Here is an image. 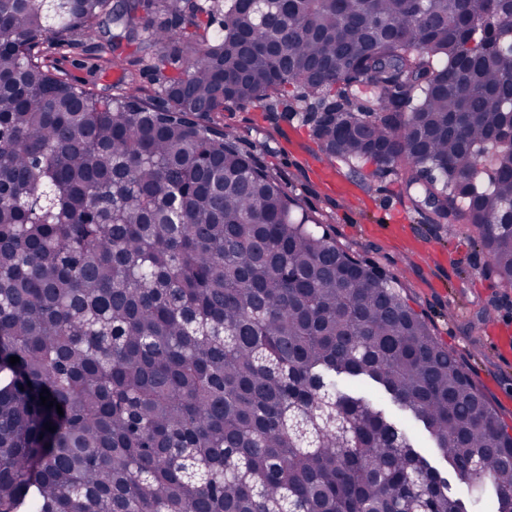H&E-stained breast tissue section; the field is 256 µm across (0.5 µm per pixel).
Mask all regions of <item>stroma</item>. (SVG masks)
Returning a JSON list of instances; mask_svg holds the SVG:
<instances>
[{"mask_svg": "<svg viewBox=\"0 0 512 512\" xmlns=\"http://www.w3.org/2000/svg\"><path fill=\"white\" fill-rule=\"evenodd\" d=\"M52 61L74 82L100 92L131 68L127 61L103 63L90 41L80 49H53ZM213 120L257 145L260 160L339 245L399 277L410 306L512 427V346L501 342L512 336V288L489 275L475 233L426 223L395 177L373 179L340 165L335 183H327L319 173L325 156L298 116L232 106Z\"/></svg>", "mask_w": 512, "mask_h": 512, "instance_id": "1", "label": "stroma"}]
</instances>
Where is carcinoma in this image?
I'll return each mask as SVG.
<instances>
[{
  "mask_svg": "<svg viewBox=\"0 0 512 512\" xmlns=\"http://www.w3.org/2000/svg\"><path fill=\"white\" fill-rule=\"evenodd\" d=\"M490 2L0 0V508L469 512L359 382L512 512V434L397 277L208 122L294 102L512 287V0ZM109 25L158 92L49 64Z\"/></svg>",
  "mask_w": 512,
  "mask_h": 512,
  "instance_id": "carcinoma-1",
  "label": "carcinoma"
}]
</instances>
